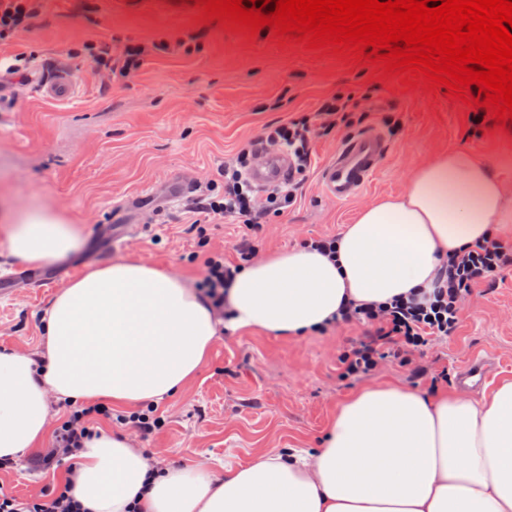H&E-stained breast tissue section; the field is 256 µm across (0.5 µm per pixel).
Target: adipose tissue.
Masks as SVG:
<instances>
[{"label":"adipose tissue","mask_w":512,"mask_h":512,"mask_svg":"<svg viewBox=\"0 0 512 512\" xmlns=\"http://www.w3.org/2000/svg\"><path fill=\"white\" fill-rule=\"evenodd\" d=\"M512 226L504 180L475 155L420 165L401 194L363 208L335 257L310 247L245 267L229 292V329L281 338L330 323L345 300L431 291L443 259ZM84 230L47 205L9 215V256L65 259ZM220 326L181 274L127 258L86 270L54 296L42 361L0 351V458L45 437L49 395L129 408L179 392ZM87 512H512V379L473 399L384 381L353 390L321 447L262 449L216 477L203 463L152 471L121 433L96 429L77 457Z\"/></svg>","instance_id":"obj_1"}]
</instances>
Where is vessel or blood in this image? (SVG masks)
Masks as SVG:
<instances>
[{"instance_id":"obj_1","label":"vessel or blood","mask_w":512,"mask_h":512,"mask_svg":"<svg viewBox=\"0 0 512 512\" xmlns=\"http://www.w3.org/2000/svg\"><path fill=\"white\" fill-rule=\"evenodd\" d=\"M30 82L38 94L47 99L67 97L75 80L67 69L56 71L52 80L31 76ZM386 140L377 129L371 128L345 140L336 150L333 160L321 172L324 190L331 198L346 201L359 195L378 170L386 155ZM293 175L288 156L273 149H263L257 164L251 169L252 181L260 185L283 182ZM490 367L483 360L470 361L459 372L462 387L480 390L487 381Z\"/></svg>"}]
</instances>
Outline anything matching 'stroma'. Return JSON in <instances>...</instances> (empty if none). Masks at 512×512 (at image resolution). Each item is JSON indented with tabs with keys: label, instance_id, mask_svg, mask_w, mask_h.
Listing matches in <instances>:
<instances>
[{
	"label": "stroma",
	"instance_id": "obj_1",
	"mask_svg": "<svg viewBox=\"0 0 512 512\" xmlns=\"http://www.w3.org/2000/svg\"><path fill=\"white\" fill-rule=\"evenodd\" d=\"M113 51L164 43L131 77L108 80L84 44ZM24 54L29 67L63 65L75 77L72 94L41 99L16 77V95L0 102V210L50 205L86 232L82 247L44 265L54 282L0 296V350L30 356L45 349L42 318L53 296L86 269L132 258L199 281L193 255H233L245 229L193 227L190 200L159 209L149 202L113 217L112 202L143 190L163 194L181 179L189 187L214 177L225 158L269 124L312 113L323 99L359 103L363 128L387 141L384 161L368 187L348 201L324 193L319 171L354 128L339 127L313 143L315 162L296 201L258 238L261 254L340 235L370 203L399 194L413 170L441 153L466 150L512 185V124L470 122L471 109L443 93L411 91L398 79H378L374 66L272 41L270 30L249 38L199 23L192 13H167L159 0H42L27 30L0 45V56ZM141 225L128 245L112 243V220ZM362 326L341 325L284 339L249 329L217 334L197 375L177 395L160 400L164 427L149 438L128 432L133 447L165 466L204 462L223 472L249 463L263 448H315L337 406L360 380L340 374L338 356ZM486 357L493 380L512 378V273L477 288L454 336L419 362L456 373ZM51 439L27 449L18 468L0 472V486L39 498L62 483L67 466L38 471Z\"/></svg>",
	"mask_w": 512,
	"mask_h": 512
}]
</instances>
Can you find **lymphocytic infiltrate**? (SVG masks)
Here are the masks:
<instances>
[{
	"label": "lymphocytic infiltrate",
	"instance_id": "1",
	"mask_svg": "<svg viewBox=\"0 0 512 512\" xmlns=\"http://www.w3.org/2000/svg\"><path fill=\"white\" fill-rule=\"evenodd\" d=\"M85 50L98 67L124 77L136 72L150 53L143 45L125 48L117 54L110 48L91 44L86 45ZM329 133V128H314L310 118L305 116L270 124L261 131L259 139L288 151L295 166V179L261 193L255 191L246 173L254 158V148L248 144L225 160L217 178L209 180L200 194L195 206L197 212L214 221L234 218L248 231L237 244L234 258L227 259L222 253L212 252L201 259L203 274L199 289L221 319L231 317L228 295L236 275L258 254L253 231L267 217L285 213L294 202L312 165L313 138ZM507 270H512V245L495 237L448 258L440 267L434 291L423 298H397L380 304L348 302L337 313L336 324H359L365 332L341 354L342 376L353 379L370 376L383 364L394 361L414 365L417 354L433 341H444L453 335L463 305L475 287ZM100 417L113 419L115 424L134 429L145 438L164 425L159 408L154 404L119 415L102 403L66 405L54 430L52 446L41 460L43 467L52 468L64 458L78 454ZM72 490L73 482L68 479L45 499H25L0 491V512H81L82 505Z\"/></svg>",
	"mask_w": 512,
	"mask_h": 512
}]
</instances>
